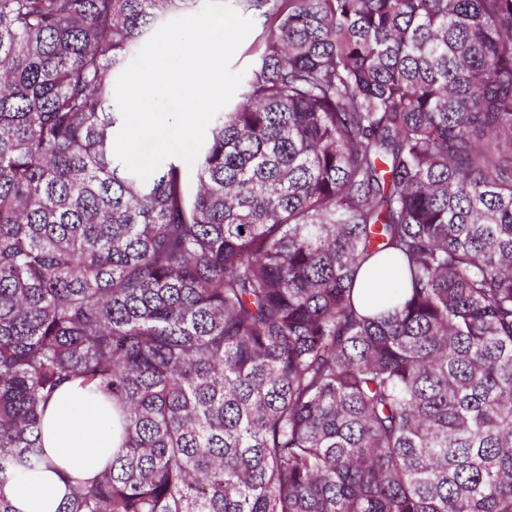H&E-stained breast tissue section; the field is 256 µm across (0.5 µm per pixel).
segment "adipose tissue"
<instances>
[{"instance_id": "obj_1", "label": "adipose tissue", "mask_w": 512, "mask_h": 512, "mask_svg": "<svg viewBox=\"0 0 512 512\" xmlns=\"http://www.w3.org/2000/svg\"><path fill=\"white\" fill-rule=\"evenodd\" d=\"M44 447L51 467L0 487L16 512H57L68 492L66 476L90 479L111 462V410L79 383L66 384L46 409Z\"/></svg>"}]
</instances>
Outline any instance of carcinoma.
Returning a JSON list of instances; mask_svg holds the SVG:
<instances>
[{
    "label": "carcinoma",
    "mask_w": 512,
    "mask_h": 512,
    "mask_svg": "<svg viewBox=\"0 0 512 512\" xmlns=\"http://www.w3.org/2000/svg\"><path fill=\"white\" fill-rule=\"evenodd\" d=\"M196 2L0 0V485L78 381L58 512H512V0H231L238 101L143 181L116 80ZM237 13H239V12H237ZM239 14L242 15L241 13H239ZM242 16H244V15H242ZM244 17H247V16H244ZM247 18H250V17H247ZM250 19H252V18H250ZM253 23H254L253 29L251 30L249 35L245 38V40L241 43V45L237 49V51L234 54L232 61H231L232 70L243 71L244 76L247 73V71L249 70L251 63H252L251 57L248 54H246V52L248 51V49L251 46H253L258 41L260 35L262 34V29H261L260 25L255 20H253ZM393 269L384 265L371 264L364 270L358 283V294L361 296L369 295L370 288L375 284L385 283L391 276ZM44 447L53 466L2 487L19 512H56L68 493L63 472L91 479L112 461V408L79 382L66 384L46 409Z\"/></svg>",
    "instance_id": "carcinoma-1"
}]
</instances>
